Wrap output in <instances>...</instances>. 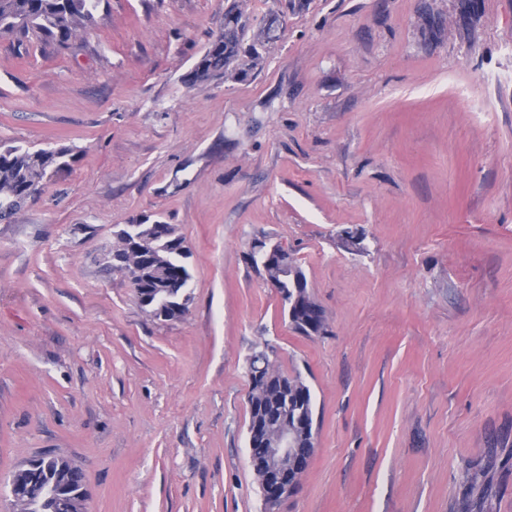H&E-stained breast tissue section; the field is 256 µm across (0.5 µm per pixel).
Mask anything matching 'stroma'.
Returning a JSON list of instances; mask_svg holds the SVG:
<instances>
[{"mask_svg":"<svg viewBox=\"0 0 512 512\" xmlns=\"http://www.w3.org/2000/svg\"><path fill=\"white\" fill-rule=\"evenodd\" d=\"M239 3L286 13L243 81H185L228 0H108L67 49L0 37V146L76 154L0 220V486L53 451L88 512H264L269 344L320 421L277 512H512V0ZM158 218L191 250L167 322L99 261ZM260 241L327 334L289 326Z\"/></svg>","mask_w":512,"mask_h":512,"instance_id":"1","label":"stroma"}]
</instances>
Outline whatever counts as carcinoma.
Returning a JSON list of instances; mask_svg holds the SVG:
<instances>
[{"label":"carcinoma","mask_w":512,"mask_h":512,"mask_svg":"<svg viewBox=\"0 0 512 512\" xmlns=\"http://www.w3.org/2000/svg\"><path fill=\"white\" fill-rule=\"evenodd\" d=\"M103 0H0V35L33 33L41 39L66 48L84 40L98 24ZM237 4L224 12V29L205 47L187 75L192 85H203L222 76L244 80L263 60L262 51L284 27V14L269 11L262 26L247 32ZM73 149L63 146L56 151L13 146L0 149V220L16 212L34 198L55 175L68 169ZM112 261L105 269L128 278L141 308L157 318L162 313H185L191 281L188 258L191 252L173 225L157 220L137 224L114 234ZM302 316L326 329L323 308L306 293ZM272 346L256 352L249 363L248 378L264 376L273 368ZM269 405L285 407L294 417L311 426L316 424V403L309 385L298 375L288 378V388L270 385L265 392ZM10 480L19 485V495L12 500L14 512H77L74 498L57 485L75 491L85 484L81 469L68 457L56 454L46 469L22 467L12 472Z\"/></svg>","instance_id":"1"}]
</instances>
